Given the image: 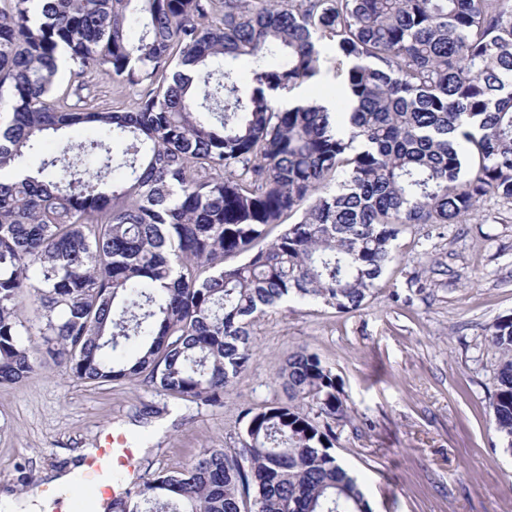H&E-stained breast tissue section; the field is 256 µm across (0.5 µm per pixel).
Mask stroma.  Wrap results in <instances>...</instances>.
<instances>
[{
	"label": "stroma",
	"instance_id": "35a3bbf8",
	"mask_svg": "<svg viewBox=\"0 0 512 512\" xmlns=\"http://www.w3.org/2000/svg\"><path fill=\"white\" fill-rule=\"evenodd\" d=\"M294 103L341 94L330 42ZM512 315V203L481 201L458 224H412L378 290L355 312L293 302L258 319L255 355L220 408L176 402L140 382L92 387L58 371L0 385V512L83 466L105 434H125L141 473L180 471L203 450L235 447L245 409L284 404L277 373L306 350L331 367L350 419L335 453L371 512H512V451L489 415L499 354L492 324Z\"/></svg>",
	"mask_w": 512,
	"mask_h": 512
}]
</instances>
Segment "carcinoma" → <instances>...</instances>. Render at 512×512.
Segmentation results:
<instances>
[{"label": "carcinoma", "mask_w": 512, "mask_h": 512, "mask_svg": "<svg viewBox=\"0 0 512 512\" xmlns=\"http://www.w3.org/2000/svg\"><path fill=\"white\" fill-rule=\"evenodd\" d=\"M11 2L0 384L59 368L220 407L256 318L294 299L356 311L406 226L512 202V0ZM322 39L348 65L351 111L279 105L320 73ZM62 51L81 78L63 106ZM241 57L256 63L248 86ZM93 73L134 89V106L94 108ZM83 123L97 138L43 151ZM489 342L511 451L512 317ZM278 379L288 404L245 410L239 447L142 479L112 512H368L333 451L348 409L332 369L299 351Z\"/></svg>", "instance_id": "obj_1"}]
</instances>
